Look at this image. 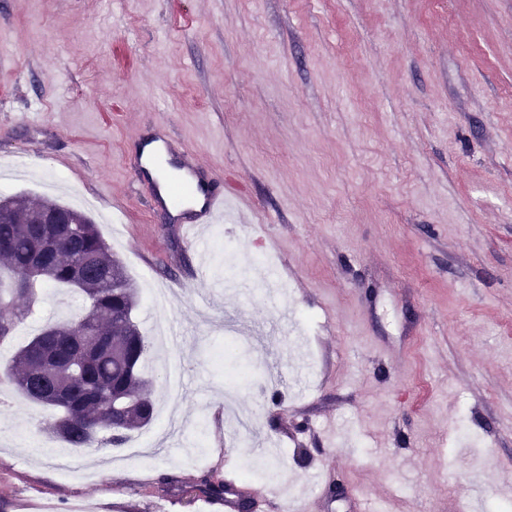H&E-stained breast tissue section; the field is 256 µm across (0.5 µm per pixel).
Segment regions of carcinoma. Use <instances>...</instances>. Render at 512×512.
Returning a JSON list of instances; mask_svg holds the SVG:
<instances>
[{
	"label": "carcinoma",
	"mask_w": 512,
	"mask_h": 512,
	"mask_svg": "<svg viewBox=\"0 0 512 512\" xmlns=\"http://www.w3.org/2000/svg\"><path fill=\"white\" fill-rule=\"evenodd\" d=\"M11 203L13 220L0 221V277H13L14 287L0 290V342L32 313L38 283L73 287L87 305L76 319L48 324L20 347L0 385L52 410L44 427L49 438L72 449L99 442L118 448L154 414L149 381L140 372L146 347L132 345L125 320L137 289L84 212L64 205L75 223L24 224L45 200ZM86 326L95 335H82ZM195 490L215 499L226 488L202 477Z\"/></svg>",
	"instance_id": "1"
}]
</instances>
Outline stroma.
Listing matches in <instances>:
<instances>
[{"label":"stroma","mask_w":512,"mask_h":512,"mask_svg":"<svg viewBox=\"0 0 512 512\" xmlns=\"http://www.w3.org/2000/svg\"><path fill=\"white\" fill-rule=\"evenodd\" d=\"M2 196L85 213L137 291L182 326L174 421L142 460L96 445L58 462L45 410L0 388V512H224L195 484L232 474L251 512L311 504L440 512L512 499V0H0ZM217 173L222 223L187 245L137 176L146 135ZM270 272L235 289L224 245ZM83 310L40 288L0 350ZM271 402L224 424L226 319ZM283 452L276 489L244 476Z\"/></svg>","instance_id":"35a3bbf8"}]
</instances>
